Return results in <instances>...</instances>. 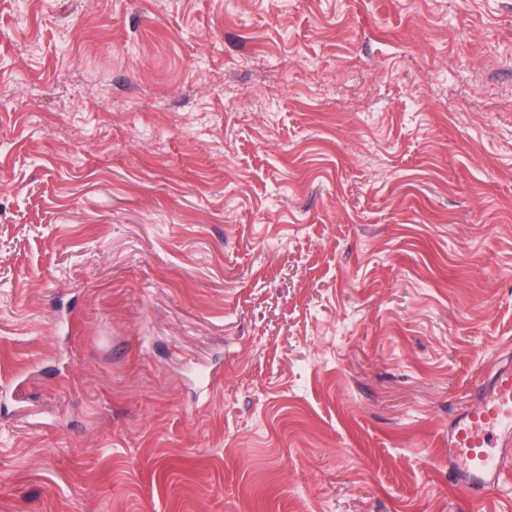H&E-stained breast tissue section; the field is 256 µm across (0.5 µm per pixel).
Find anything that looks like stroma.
Instances as JSON below:
<instances>
[{"label": "stroma", "instance_id": "35a3bbf8", "mask_svg": "<svg viewBox=\"0 0 512 512\" xmlns=\"http://www.w3.org/2000/svg\"><path fill=\"white\" fill-rule=\"evenodd\" d=\"M0 99V512H469L512 0H0Z\"/></svg>", "mask_w": 512, "mask_h": 512}]
</instances>
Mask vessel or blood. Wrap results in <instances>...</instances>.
Returning <instances> with one entry per match:
<instances>
[{"mask_svg": "<svg viewBox=\"0 0 512 512\" xmlns=\"http://www.w3.org/2000/svg\"><path fill=\"white\" fill-rule=\"evenodd\" d=\"M512 367L492 366L448 426V480L482 500L512 476Z\"/></svg>", "mask_w": 512, "mask_h": 512, "instance_id": "vessel-or-blood-1", "label": "vessel or blood"}]
</instances>
